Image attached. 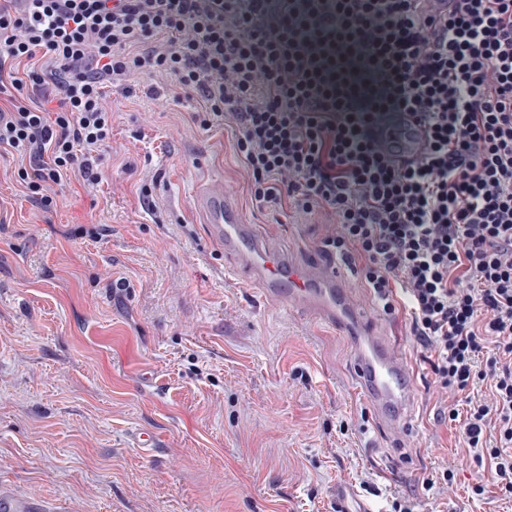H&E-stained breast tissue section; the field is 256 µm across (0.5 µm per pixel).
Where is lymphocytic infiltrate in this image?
<instances>
[{
    "instance_id": "lymphocytic-infiltrate-1",
    "label": "lymphocytic infiltrate",
    "mask_w": 512,
    "mask_h": 512,
    "mask_svg": "<svg viewBox=\"0 0 512 512\" xmlns=\"http://www.w3.org/2000/svg\"><path fill=\"white\" fill-rule=\"evenodd\" d=\"M9 0L0 153L42 209L97 183L109 86L146 77L236 132L258 206L325 211L387 314L405 309L437 401L512 498V0ZM427 125L399 164L373 130Z\"/></svg>"
}]
</instances>
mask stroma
<instances>
[{
	"mask_svg": "<svg viewBox=\"0 0 512 512\" xmlns=\"http://www.w3.org/2000/svg\"><path fill=\"white\" fill-rule=\"evenodd\" d=\"M148 88H108L103 180L72 183L52 211L5 177L14 160L0 155V490L34 512H336L341 489L350 512H393L397 499L414 512H512L441 419L405 313L385 314L359 270L350 292L414 373L400 436L358 389L352 338L236 271L195 204L210 182L300 264L337 261L326 217L258 207L233 130L194 123L200 102L175 85ZM136 432L161 447H136Z\"/></svg>",
	"mask_w": 512,
	"mask_h": 512,
	"instance_id": "35a3bbf8",
	"label": "stroma"
}]
</instances>
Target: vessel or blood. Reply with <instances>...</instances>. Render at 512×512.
Instances as JSON below:
<instances>
[{
    "mask_svg": "<svg viewBox=\"0 0 512 512\" xmlns=\"http://www.w3.org/2000/svg\"><path fill=\"white\" fill-rule=\"evenodd\" d=\"M378 137L397 159L408 161L421 153L426 129L410 115L397 114L380 126ZM200 204L208 215L211 239L237 258L268 300L300 308L324 326L353 337L361 391L392 431L404 429L413 401L408 362L387 336L367 324L345 286L341 265L315 261L297 266L271 251L258 226L243 220L223 188L208 189Z\"/></svg>",
    "mask_w": 512,
    "mask_h": 512,
    "instance_id": "b4317fda",
    "label": "vessel or blood"
}]
</instances>
